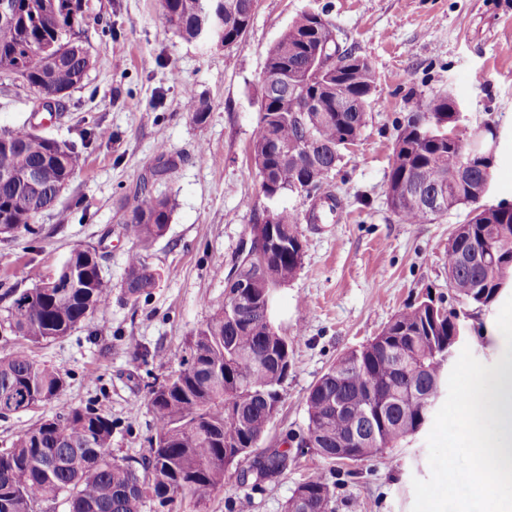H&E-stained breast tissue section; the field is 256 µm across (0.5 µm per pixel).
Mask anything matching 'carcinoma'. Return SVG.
Wrapping results in <instances>:
<instances>
[{
  "mask_svg": "<svg viewBox=\"0 0 512 512\" xmlns=\"http://www.w3.org/2000/svg\"><path fill=\"white\" fill-rule=\"evenodd\" d=\"M251 2L161 0L158 22L187 40L224 47L248 30ZM83 21L82 0H15L14 21L0 25V73L18 72L29 89L46 93L81 86L93 65ZM319 46L337 49L336 28L303 12L266 55L264 68L279 80L261 87L251 154L261 185L271 184L279 196L325 184L342 152L360 140L372 106L370 61L361 55L350 61L343 52L347 96L338 100L333 82L308 75ZM308 99L314 102L309 110ZM186 107L195 123L206 121L205 100L190 95ZM458 122L456 100L440 94L397 126L386 199L407 224L435 219L429 194L437 189L447 192L442 214L470 206V218L448 241V288L481 308L512 278V212L480 205L490 160L474 150ZM0 132L9 141L0 147V171L15 173L0 180V236L36 234L37 219L55 204L57 185L79 166V152L69 144L54 151L52 138L30 122ZM29 173L38 188L27 184ZM123 208L124 233L137 249L128 256L121 288L136 301L156 285L145 251L167 232L172 204L145 186ZM276 216L264 227L272 246L260 269H240L253 279L246 304L224 294V305L193 336L179 375L150 390L155 434L139 468L114 461L110 418L71 406L0 448V512H43L60 498L68 512H144L149 501L188 497L202 504L224 489L227 465L265 436L288 379L292 342L275 331L266 301L298 275L303 245L298 219L285 210ZM111 294L97 250L76 249L54 273L35 275L33 287L5 289L9 303L0 329L31 345L68 336ZM454 328L451 318L435 317L421 301L396 313L374 341L338 358L306 397L315 455L333 463L347 454L362 463L420 432L444 384L440 352ZM65 386V374L23 349L1 356L0 416L51 404ZM332 503L333 492L318 475L297 486L285 512H335Z\"/></svg>",
  "mask_w": 512,
  "mask_h": 512,
  "instance_id": "obj_1",
  "label": "carcinoma"
}]
</instances>
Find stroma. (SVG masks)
Masks as SVG:
<instances>
[{
	"label": "stroma",
	"instance_id": "obj_1",
	"mask_svg": "<svg viewBox=\"0 0 512 512\" xmlns=\"http://www.w3.org/2000/svg\"><path fill=\"white\" fill-rule=\"evenodd\" d=\"M85 3L94 66L61 117L39 116L45 135L78 146L80 166L40 216L38 235L0 239V283L30 288L31 271L54 272L72 250L90 246L113 284L112 299L71 335L29 346L35 360L66 373L67 385L59 404L0 418V448L58 405L91 403L112 420L117 460L147 455L151 387L179 369L191 336L223 304L224 277L252 226L268 209H284L300 218L303 264L272 298L273 325L293 342L292 366L260 446L288 451L291 465L257 489L230 467L222 492L203 505L176 502L172 512H239L244 502L249 512H284L296 487L319 472L336 512H411L413 478L430 475L426 433L400 452L356 464L347 477L339 464L316 462L301 447L305 399L341 354L377 336L398 311L448 292V240L469 206L429 224H405L385 195L396 129L419 103L448 93L466 132L495 128L483 202L512 201V0H255L243 43L230 49L161 26L160 0ZM304 11L325 15L340 48L366 57L376 75L361 139L323 187L340 206L322 224L306 221L312 199H266L250 154L266 52ZM189 94L208 102L205 123L186 109ZM163 152L176 166L152 189L170 197L173 211L166 234L147 251L157 284L133 302L120 288L134 247L122 230V206ZM494 321L512 324V288L471 309L466 321V344L486 365L504 351V338L487 333Z\"/></svg>",
	"mask_w": 512,
	"mask_h": 512
}]
</instances>
